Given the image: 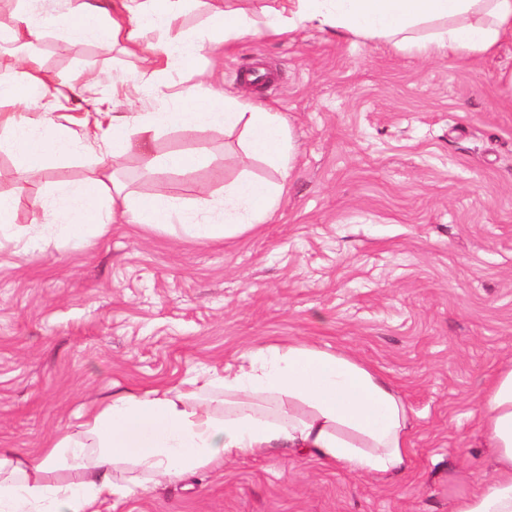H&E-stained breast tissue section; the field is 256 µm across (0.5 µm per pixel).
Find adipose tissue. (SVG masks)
<instances>
[{
    "instance_id": "obj_1",
    "label": "adipose tissue",
    "mask_w": 512,
    "mask_h": 512,
    "mask_svg": "<svg viewBox=\"0 0 512 512\" xmlns=\"http://www.w3.org/2000/svg\"><path fill=\"white\" fill-rule=\"evenodd\" d=\"M18 3L0 41L30 45L53 32L112 42L143 61L133 90L158 97L165 75L201 53L220 54L249 34L316 26L459 59L490 55L512 39V0H278L259 19L225 0L198 29L183 28L181 20L203 0H58L52 10L45 0ZM149 27L163 36L146 45L141 33ZM60 92V81L34 58L0 72V103L46 107ZM203 124L242 129L250 154L289 171L295 147L282 113L223 101L204 80L150 112H116L108 123L92 116L81 135L50 117L34 123L24 113H8L0 119V152L33 179L50 159L92 148L142 155L153 171L187 172L206 165V155H158L151 143L164 129ZM284 192V185L243 176L220 196L186 200L155 190L133 197L116 188L103 164L91 181L45 187L46 226L73 247L118 221L217 241L265 223ZM480 405L495 470L455 512H512V363L498 369ZM408 424L409 407L396 387L364 362L309 342L262 346L173 385L114 391L79 432L60 436L39 454L20 459L0 448V512H97L103 496L123 500L147 482L280 450H301L356 474L391 477L411 464ZM66 465L79 471V481L52 480Z\"/></svg>"
}]
</instances>
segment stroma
<instances>
[{"mask_svg":"<svg viewBox=\"0 0 512 512\" xmlns=\"http://www.w3.org/2000/svg\"><path fill=\"white\" fill-rule=\"evenodd\" d=\"M38 53L51 76L101 82L82 103L54 101L74 132L86 113L157 104L132 93L141 63L112 43L53 35ZM252 66L271 83L243 82ZM200 70L286 117L289 176L246 159L223 128L173 127L155 152H202L208 166L135 179L142 161L127 154L113 164L121 182L191 200L245 172L285 181L281 206L219 241L113 224L78 250L0 244V446L40 453L113 383L144 390L308 341L397 387L411 409L409 472L376 479L283 451L106 496L99 512H454L491 474L479 395L512 360V102L498 85L512 42L462 62L316 27L248 35L167 76L168 100ZM1 193L17 198L16 223H44L41 190L6 156Z\"/></svg>","mask_w":512,"mask_h":512,"instance_id":"1","label":"stroma"}]
</instances>
